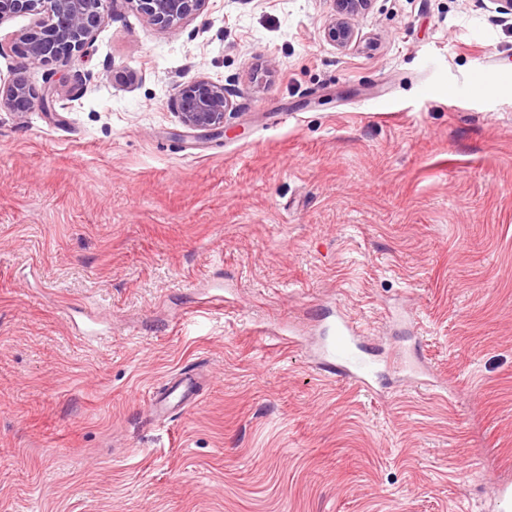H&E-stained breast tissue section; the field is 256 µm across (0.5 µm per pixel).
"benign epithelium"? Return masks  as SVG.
<instances>
[{
	"label": "benign epithelium",
	"instance_id": "7a95c632",
	"mask_svg": "<svg viewBox=\"0 0 512 512\" xmlns=\"http://www.w3.org/2000/svg\"><path fill=\"white\" fill-rule=\"evenodd\" d=\"M208 0H0V23L17 15L35 17L34 24L17 36L18 53L25 68L47 63L67 64L83 55L93 42L104 15L125 6L135 8L146 20L165 29H177L200 14ZM333 18L325 28L327 39L338 47L353 42L356 31L351 19L364 11L369 0H332ZM54 105L48 89L38 95L20 77L0 83V105L21 116L35 104ZM173 105L183 126L221 133L224 114L232 107L224 85L205 76L178 87Z\"/></svg>",
	"mask_w": 512,
	"mask_h": 512
}]
</instances>
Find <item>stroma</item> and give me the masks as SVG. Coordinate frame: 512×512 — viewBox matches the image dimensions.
Here are the masks:
<instances>
[{
    "label": "stroma",
    "mask_w": 512,
    "mask_h": 512,
    "mask_svg": "<svg viewBox=\"0 0 512 512\" xmlns=\"http://www.w3.org/2000/svg\"><path fill=\"white\" fill-rule=\"evenodd\" d=\"M332 13L124 7L25 71L57 106L0 107V512H506L512 18L369 0L340 48ZM488 59L494 90L460 94ZM201 75L232 101L218 135L172 105ZM336 310L422 345L425 385L319 374ZM181 371L198 400L153 417Z\"/></svg>",
    "instance_id": "obj_1"
}]
</instances>
